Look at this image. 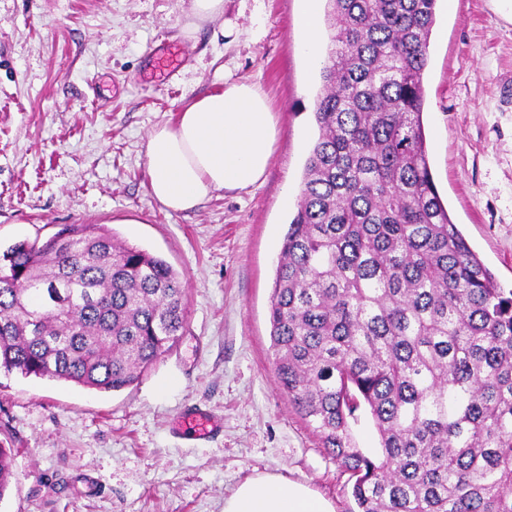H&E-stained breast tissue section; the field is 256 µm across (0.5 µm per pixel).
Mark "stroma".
I'll list each match as a JSON object with an SVG mask.
<instances>
[{
    "instance_id": "obj_1",
    "label": "stroma",
    "mask_w": 512,
    "mask_h": 512,
    "mask_svg": "<svg viewBox=\"0 0 512 512\" xmlns=\"http://www.w3.org/2000/svg\"><path fill=\"white\" fill-rule=\"evenodd\" d=\"M191 0H0V248L63 224H102L166 260L186 324L119 391L0 374V445L15 479L0 512H224L247 478L308 485L354 512L351 474L274 377L269 308L280 249L317 136L322 88L297 44L294 0H224L194 33ZM172 45L185 58L151 85ZM423 123L442 199L512 288V10L438 0ZM260 86L280 137L265 179L174 213L148 192L150 130L224 84ZM210 439L182 425L191 410Z\"/></svg>"
}]
</instances>
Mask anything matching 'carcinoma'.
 Returning <instances> with one entry per match:
<instances>
[{
  "label": "carcinoma",
  "mask_w": 512,
  "mask_h": 512,
  "mask_svg": "<svg viewBox=\"0 0 512 512\" xmlns=\"http://www.w3.org/2000/svg\"><path fill=\"white\" fill-rule=\"evenodd\" d=\"M318 136L270 298L275 379L357 512H512V289L454 224L422 122L437 0H326ZM178 274L97 224L0 254V370L119 391L176 342ZM370 416L381 454L353 444ZM14 457L0 447V500Z\"/></svg>",
  "instance_id": "cac0c4a2"
}]
</instances>
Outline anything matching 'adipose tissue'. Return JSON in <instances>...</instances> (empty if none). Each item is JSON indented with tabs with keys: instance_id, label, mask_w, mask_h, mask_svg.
I'll return each mask as SVG.
<instances>
[{
	"instance_id": "adipose-tissue-1",
	"label": "adipose tissue",
	"mask_w": 512,
	"mask_h": 512,
	"mask_svg": "<svg viewBox=\"0 0 512 512\" xmlns=\"http://www.w3.org/2000/svg\"><path fill=\"white\" fill-rule=\"evenodd\" d=\"M299 47L317 64V0H295ZM278 120L256 84L242 81L183 105L174 125L154 127L146 164L150 195L165 209L185 212L217 191L261 183L278 142ZM224 512H334L306 485L261 474L224 500Z\"/></svg>"
}]
</instances>
